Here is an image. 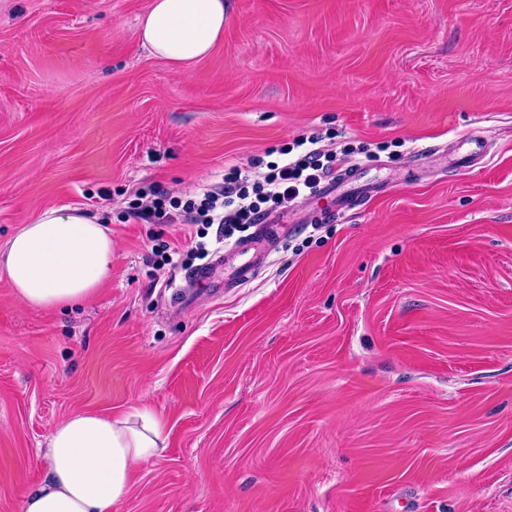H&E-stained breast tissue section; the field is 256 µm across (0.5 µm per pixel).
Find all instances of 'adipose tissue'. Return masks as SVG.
Returning <instances> with one entry per match:
<instances>
[{"instance_id":"adipose-tissue-1","label":"adipose tissue","mask_w":512,"mask_h":512,"mask_svg":"<svg viewBox=\"0 0 512 512\" xmlns=\"http://www.w3.org/2000/svg\"><path fill=\"white\" fill-rule=\"evenodd\" d=\"M142 45L183 68L224 38V0H149L138 19ZM112 268V231L97 217L49 208L0 250V277L25 306L66 308L91 297ZM165 425L146 406L115 417L76 412L53 431L42 483L23 494L22 512H117L136 463L167 448Z\"/></svg>"}]
</instances>
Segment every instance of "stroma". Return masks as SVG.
<instances>
[{"instance_id": "obj_1", "label": "stroma", "mask_w": 512, "mask_h": 512, "mask_svg": "<svg viewBox=\"0 0 512 512\" xmlns=\"http://www.w3.org/2000/svg\"><path fill=\"white\" fill-rule=\"evenodd\" d=\"M147 3L0 0V249L60 207L113 242L75 308L0 278V512L68 415L138 404L167 448L119 512H512V0H227L182 69ZM301 135L373 197L296 200L246 283L189 280L197 225L126 216Z\"/></svg>"}]
</instances>
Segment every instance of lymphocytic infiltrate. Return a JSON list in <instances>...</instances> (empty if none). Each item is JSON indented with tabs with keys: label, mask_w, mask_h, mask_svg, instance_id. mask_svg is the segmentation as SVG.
<instances>
[{
	"label": "lymphocytic infiltrate",
	"mask_w": 512,
	"mask_h": 512,
	"mask_svg": "<svg viewBox=\"0 0 512 512\" xmlns=\"http://www.w3.org/2000/svg\"><path fill=\"white\" fill-rule=\"evenodd\" d=\"M317 143L313 136L297 137L291 159L267 163L259 156L251 158L247 167H231L223 182L181 198L153 191L151 199L138 203L128 215L151 224L167 219L168 208H179L190 223L213 227L216 239H229L273 210L314 194L334 173L338 159L350 154L346 148L326 151Z\"/></svg>",
	"instance_id": "obj_1"
}]
</instances>
